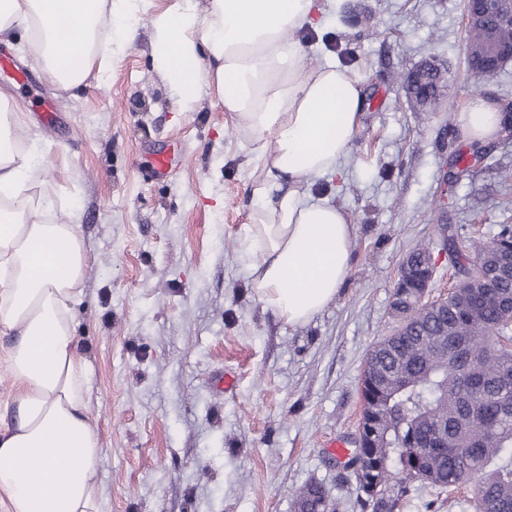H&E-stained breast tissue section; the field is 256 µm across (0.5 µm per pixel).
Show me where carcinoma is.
Listing matches in <instances>:
<instances>
[{"instance_id":"1","label":"carcinoma","mask_w":512,"mask_h":512,"mask_svg":"<svg viewBox=\"0 0 512 512\" xmlns=\"http://www.w3.org/2000/svg\"><path fill=\"white\" fill-rule=\"evenodd\" d=\"M466 29L467 58L484 52L489 39L512 44V25ZM412 90L416 112L445 108V76L420 68L397 76ZM457 282L485 274L496 251L512 253V224L470 244L471 254L445 237ZM415 276L428 266L430 248L407 255ZM416 279L396 290L395 316L410 323L376 343L366 358V401L356 448L344 466L361 512H400L409 487L449 489L473 484L474 512H512V275L495 286L460 288L448 304L417 312ZM297 512H333L317 483L296 494Z\"/></svg>"}]
</instances>
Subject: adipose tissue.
Masks as SVG:
<instances>
[{"label": "adipose tissue", "mask_w": 512, "mask_h": 512, "mask_svg": "<svg viewBox=\"0 0 512 512\" xmlns=\"http://www.w3.org/2000/svg\"><path fill=\"white\" fill-rule=\"evenodd\" d=\"M139 9L140 0H0V38L28 32L67 90L84 81L104 22L112 52L132 45ZM326 13L325 0H170L151 15L156 69L180 109L214 91L250 145L252 286L291 325L335 300L353 249L346 212L310 194L314 179L340 171L365 101L359 79L310 66L295 37ZM502 131L491 100L473 98L460 115L464 140ZM32 135L0 91V333L15 338L4 360L14 393L12 420L0 426V501L6 512H101L93 367L74 328L87 250L71 213L52 217L31 200L43 170L18 141Z\"/></svg>", "instance_id": "obj_1"}]
</instances>
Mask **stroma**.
Segmentation results:
<instances>
[{
  "mask_svg": "<svg viewBox=\"0 0 512 512\" xmlns=\"http://www.w3.org/2000/svg\"><path fill=\"white\" fill-rule=\"evenodd\" d=\"M462 15L463 0H332L320 30L298 32L310 64L361 79L366 104L341 176L313 187L353 224L350 272L326 309L295 326L251 283L249 145L213 92L179 109L153 65L148 13L107 72L91 67L66 92L23 38L0 40L49 87L60 116L47 127L23 103L45 168L34 194L72 212L88 248L76 336L94 370L102 512H296L310 481L338 512H361L329 444L357 430L365 358L398 324L403 258L429 243L437 271L427 298H443L453 284L443 225L489 237L512 224V187L500 183L512 143L445 181L447 113L414 112L393 81L431 58L449 68L456 112L512 94V64L467 78ZM160 150L174 165L154 179ZM227 371L237 384L222 392L215 379ZM404 502V512H473L464 489L414 486Z\"/></svg>",
  "mask_w": 512,
  "mask_h": 512,
  "instance_id": "obj_1",
  "label": "stroma"
}]
</instances>
